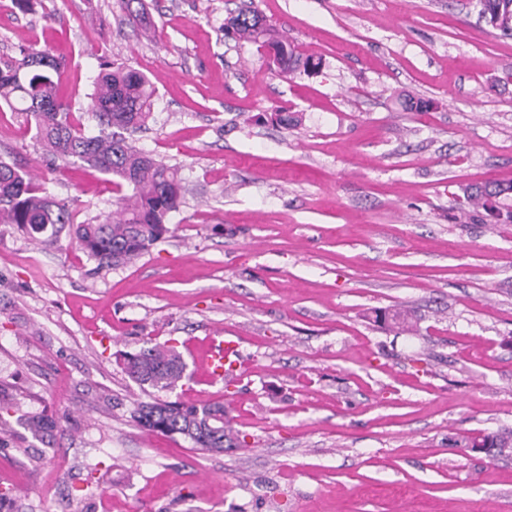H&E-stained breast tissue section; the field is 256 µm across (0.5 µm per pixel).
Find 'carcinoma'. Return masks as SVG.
Segmentation results:
<instances>
[{
  "label": "carcinoma",
  "mask_w": 512,
  "mask_h": 512,
  "mask_svg": "<svg viewBox=\"0 0 512 512\" xmlns=\"http://www.w3.org/2000/svg\"><path fill=\"white\" fill-rule=\"evenodd\" d=\"M486 24L512 35V0H478ZM125 20L148 28L143 0H115ZM233 37L262 48L277 50L279 72L290 74L317 64L301 60L288 39L279 35L256 10H238L225 24ZM66 55L56 57L32 46L0 54V107L23 117L26 131L51 163L65 162L75 169L90 168L106 176L115 192V209L103 219H80L82 210L61 202L36 177L0 157V224H14L41 235L48 227L69 225L76 245L98 268L132 263L169 231L167 221L177 211L185 186L179 170L147 153L129 140L128 133L144 127L152 116L156 90L141 72L124 63L107 64L94 79V92L86 112H76L63 89L68 68ZM97 133L87 130L86 118ZM512 197V181L476 184L466 191L468 207L488 211V201ZM124 371L142 390L156 395L135 402L131 419L140 427L167 436H180L193 447L222 454L242 445L220 403L200 407L164 400L160 392L173 391L184 377L186 363L175 346L165 342L124 352ZM36 437L51 434L55 422L41 415L24 419ZM471 448L482 444L498 454L512 449V439L478 433L465 438Z\"/></svg>",
  "instance_id": "obj_1"
}]
</instances>
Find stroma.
<instances>
[{
    "mask_svg": "<svg viewBox=\"0 0 512 512\" xmlns=\"http://www.w3.org/2000/svg\"><path fill=\"white\" fill-rule=\"evenodd\" d=\"M113 3L0 0V50L62 49L78 109L103 61L149 76L136 145L184 202L101 271L69 229L42 245L0 224V512H512V452L460 443L512 436V223L463 205L512 180V36L476 0H253L320 64L283 76L225 36L243 0H152L147 36ZM19 123L0 112L1 157L111 211L104 176L47 169ZM400 309L409 329L377 318ZM229 334L244 365L215 383L197 360ZM167 340L187 364L169 400L223 403L245 446L131 420L148 395L118 356Z\"/></svg>",
    "mask_w": 512,
    "mask_h": 512,
    "instance_id": "35a3bbf8",
    "label": "stroma"
}]
</instances>
